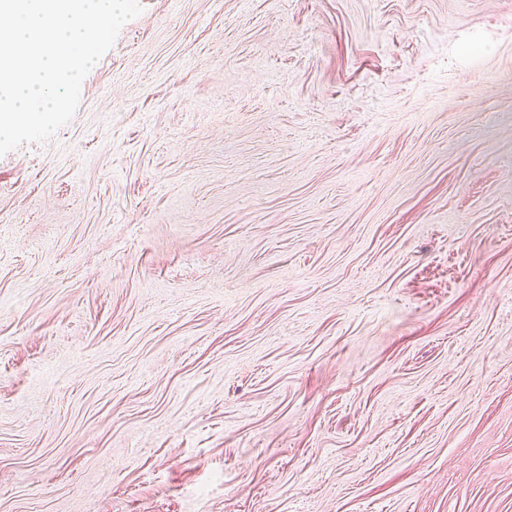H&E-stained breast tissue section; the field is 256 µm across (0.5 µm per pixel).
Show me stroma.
I'll return each mask as SVG.
<instances>
[{"label": "stroma", "mask_w": 512, "mask_h": 512, "mask_svg": "<svg viewBox=\"0 0 512 512\" xmlns=\"http://www.w3.org/2000/svg\"><path fill=\"white\" fill-rule=\"evenodd\" d=\"M0 156V512H512V0H139Z\"/></svg>", "instance_id": "obj_1"}]
</instances>
